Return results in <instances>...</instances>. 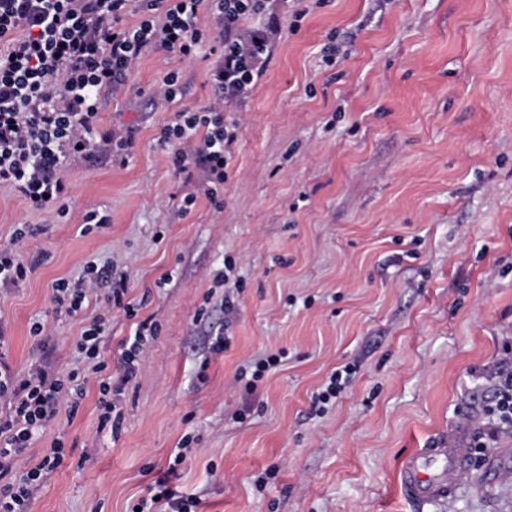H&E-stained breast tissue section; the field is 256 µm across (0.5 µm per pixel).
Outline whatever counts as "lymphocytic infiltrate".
Wrapping results in <instances>:
<instances>
[{
	"instance_id": "1",
	"label": "lymphocytic infiltrate",
	"mask_w": 512,
	"mask_h": 512,
	"mask_svg": "<svg viewBox=\"0 0 512 512\" xmlns=\"http://www.w3.org/2000/svg\"><path fill=\"white\" fill-rule=\"evenodd\" d=\"M203 1L0 0V184L43 210L66 196L64 173L73 161L130 147V138L99 129V94L106 88L119 91L146 48L194 54L203 40L197 27ZM207 1L221 36L222 56L213 72L220 98L213 111L178 113L164 137L175 146L176 174L202 168L220 183L239 129L223 109L244 97L262 76L273 31L248 23L264 12L266 0ZM133 11L143 19L130 26L124 19ZM111 277V270L90 265L81 278L57 281L52 289L56 313L76 315L96 281ZM125 293V286H118L109 299L135 322L119 356L128 380L159 326L138 319ZM104 338L103 318L93 319L77 340L76 366L65 372L37 367L20 378L8 366L0 367V400L9 405L0 418V512H28L44 480L62 466L66 450L58 437L34 467L21 476L13 474L61 402L78 405L88 374H95L99 383L100 427L118 429L122 387L107 372ZM198 505L196 498L173 492L164 478L137 502L141 512H196Z\"/></svg>"
}]
</instances>
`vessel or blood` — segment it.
Masks as SVG:
<instances>
[{
    "instance_id": "1",
    "label": "vessel or blood",
    "mask_w": 512,
    "mask_h": 512,
    "mask_svg": "<svg viewBox=\"0 0 512 512\" xmlns=\"http://www.w3.org/2000/svg\"><path fill=\"white\" fill-rule=\"evenodd\" d=\"M471 455L462 437L451 435L416 449L403 461L400 482L405 498L425 503L447 498L470 469Z\"/></svg>"
}]
</instances>
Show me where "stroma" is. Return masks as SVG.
<instances>
[{"mask_svg": "<svg viewBox=\"0 0 512 512\" xmlns=\"http://www.w3.org/2000/svg\"><path fill=\"white\" fill-rule=\"evenodd\" d=\"M267 17L279 30L234 107L216 198L202 170L175 174L162 139L216 96L206 50H146L119 94L100 93L99 125L134 129V145L123 162H73L63 207L36 211L0 186V245L24 229V258L48 256L0 288V362L68 370L102 316L121 375L130 322L108 310L107 287L74 316L52 302L54 282L90 263L111 264L139 318L160 326L118 434L98 429L92 377L20 459L23 473L64 434L67 459L29 512H131L186 435L172 484L200 512H512V426L484 411L512 373V0H267ZM169 73L171 101L157 94ZM90 211L111 224L83 230ZM221 273L241 291L217 285ZM219 330L231 345L213 354ZM278 351L255 389L237 380ZM346 366L349 385L315 411ZM458 429L485 441L471 470L447 499L408 502L403 459ZM500 451L506 473L483 484Z\"/></svg>", "mask_w": 512, "mask_h": 512, "instance_id": "1", "label": "stroma"}]
</instances>
